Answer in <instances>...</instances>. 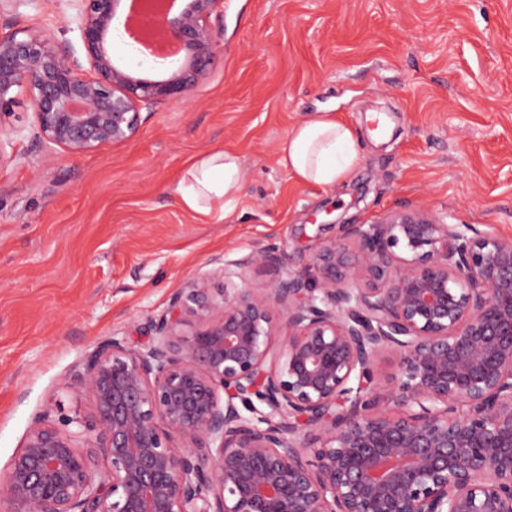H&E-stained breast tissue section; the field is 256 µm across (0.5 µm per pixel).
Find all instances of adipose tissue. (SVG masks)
Here are the masks:
<instances>
[{
    "label": "adipose tissue",
    "instance_id": "1",
    "mask_svg": "<svg viewBox=\"0 0 512 512\" xmlns=\"http://www.w3.org/2000/svg\"><path fill=\"white\" fill-rule=\"evenodd\" d=\"M358 150L353 129L331 112H315L281 142L277 163L290 175L320 186H335L354 167ZM242 180L238 154L220 149L194 161L175 195L184 208L220 223L235 210Z\"/></svg>",
    "mask_w": 512,
    "mask_h": 512
}]
</instances>
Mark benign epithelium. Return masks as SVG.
Instances as JSON below:
<instances>
[{"label":"benign epithelium","mask_w":512,"mask_h":512,"mask_svg":"<svg viewBox=\"0 0 512 512\" xmlns=\"http://www.w3.org/2000/svg\"><path fill=\"white\" fill-rule=\"evenodd\" d=\"M72 2L80 57L0 34V115L27 94L51 152L132 139L212 70L222 0L145 5L180 50L162 80L114 61L124 0ZM251 265L278 281L240 287ZM311 270L259 242L176 289L148 341L101 342L70 377L89 410L32 418L0 512H512V239L405 207L341 224Z\"/></svg>","instance_id":"benign-epithelium-1"}]
</instances>
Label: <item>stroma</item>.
<instances>
[{"mask_svg": "<svg viewBox=\"0 0 512 512\" xmlns=\"http://www.w3.org/2000/svg\"><path fill=\"white\" fill-rule=\"evenodd\" d=\"M66 0H0V32L75 42ZM218 54L184 100L143 110L133 140L52 154L20 96L0 127H22L0 165V471L36 412L88 409L71 369L102 340L138 342L175 288L256 242L307 270L339 232L404 205L512 238V0H220ZM312 112L353 127L345 182L303 183L277 148ZM243 162L219 224L174 188L202 154Z\"/></svg>", "mask_w": 512, "mask_h": 512, "instance_id": "35a3bbf8", "label": "stroma"}]
</instances>
